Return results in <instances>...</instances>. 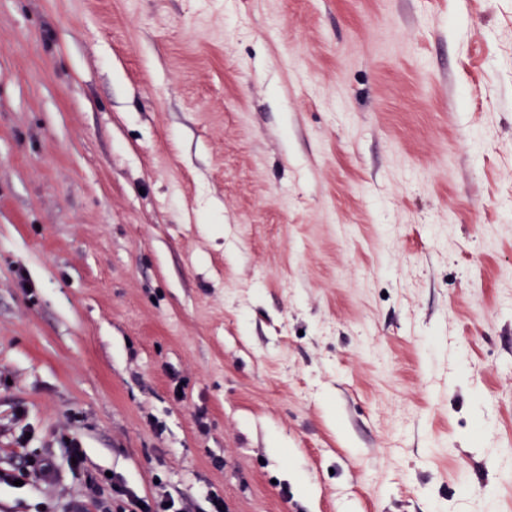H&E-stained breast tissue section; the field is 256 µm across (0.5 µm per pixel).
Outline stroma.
<instances>
[{
	"label": "stroma",
	"mask_w": 512,
	"mask_h": 512,
	"mask_svg": "<svg viewBox=\"0 0 512 512\" xmlns=\"http://www.w3.org/2000/svg\"><path fill=\"white\" fill-rule=\"evenodd\" d=\"M228 512L512 505V0H0V472ZM16 480H38L47 487H51L56 480L55 463L49 456L29 457L26 464L16 472L11 474L0 473V481L14 482Z\"/></svg>",
	"instance_id": "35a3bbf8"
}]
</instances>
